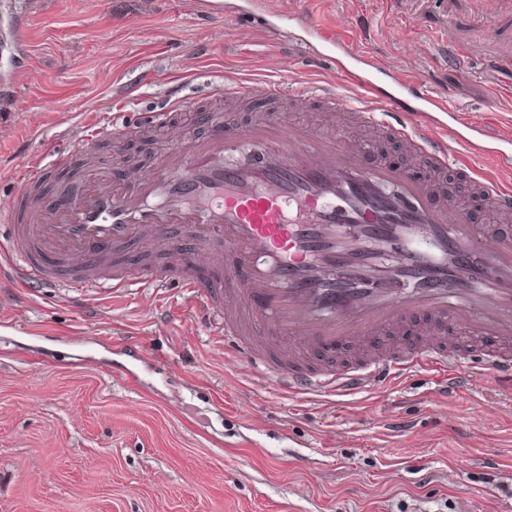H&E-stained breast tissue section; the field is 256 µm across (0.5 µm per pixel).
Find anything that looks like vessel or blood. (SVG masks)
I'll return each instance as SVG.
<instances>
[{"label": "vessel or blood", "mask_w": 512, "mask_h": 512, "mask_svg": "<svg viewBox=\"0 0 512 512\" xmlns=\"http://www.w3.org/2000/svg\"><path fill=\"white\" fill-rule=\"evenodd\" d=\"M301 31L313 58L336 80L313 85L242 81L231 96L285 98L320 117L301 122L281 112L260 114L198 142L182 136L177 153L159 151L151 171L113 179L107 164L89 167L75 202L23 204L21 195L68 165L55 155L27 166L20 195L7 208V251L0 253V284L38 293H74L102 285L178 288L202 315L222 313L224 343L234 355L262 367L284 391L298 396L360 390L392 377L435 379L444 395L458 391L469 357L495 370L512 387V146L489 147L495 112L463 123L442 96L398 79L381 85L383 67L356 49L343 28L310 16L270 15L269 33ZM377 125L397 140L425 173L368 164L361 131ZM469 152L461 154L458 144ZM493 158L484 170L475 157ZM463 182L468 202L449 200V181ZM494 221L482 232L472 209ZM173 225L197 228L203 242L224 244L217 263L223 299L193 274L140 269L113 272L104 257L129 242H159ZM418 318L422 346L406 351L370 347L372 338L397 332ZM271 335L314 352L350 347L348 365L315 369L292 354L259 355L248 342L257 322ZM473 323L474 338L492 348L459 351L455 336L432 327Z\"/></svg>", "instance_id": "b4317fda"}]
</instances>
